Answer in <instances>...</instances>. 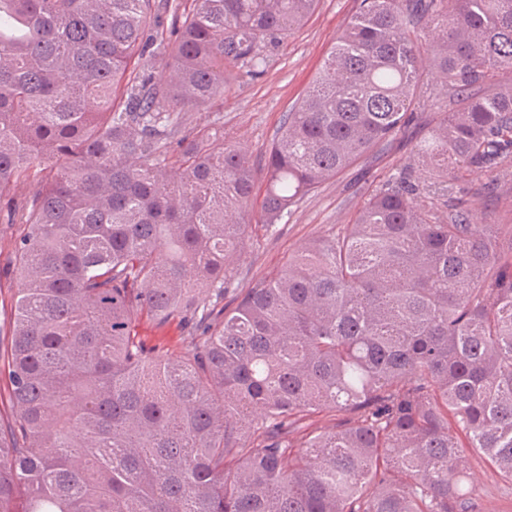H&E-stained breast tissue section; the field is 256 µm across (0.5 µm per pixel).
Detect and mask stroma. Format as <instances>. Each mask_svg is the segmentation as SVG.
<instances>
[{
	"label": "stroma",
	"instance_id": "35a3bbf8",
	"mask_svg": "<svg viewBox=\"0 0 512 512\" xmlns=\"http://www.w3.org/2000/svg\"><path fill=\"white\" fill-rule=\"evenodd\" d=\"M357 5L358 0H319L300 27L264 47L265 62L259 71L234 69L223 98L186 113L185 129L206 125L223 130L226 142L247 153L255 165H262L285 113L305 95ZM423 91L422 103L415 107L411 122L397 140L373 149L325 181L275 226L261 223L264 189L256 187L250 206L254 236L227 285L229 292L274 276L288 256L353 223L369 195L411 160L428 114L458 104L457 96L435 74L425 77ZM483 183L480 177L460 182L456 193L459 203L474 223L511 224L512 175H501L497 188L491 191L484 190ZM17 232V226L0 223V324L10 322L11 301L19 286V274L8 261ZM467 467L481 512H512V485L503 482L478 457H469Z\"/></svg>",
	"mask_w": 512,
	"mask_h": 512
}]
</instances>
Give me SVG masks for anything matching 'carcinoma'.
Here are the masks:
<instances>
[{"label": "carcinoma", "instance_id": "carcinoma-1", "mask_svg": "<svg viewBox=\"0 0 512 512\" xmlns=\"http://www.w3.org/2000/svg\"><path fill=\"white\" fill-rule=\"evenodd\" d=\"M0 0V198L20 285L0 329V512H479L466 453L512 484V224L466 176L512 155V0H360L256 166L182 113L258 68L319 0ZM454 112L345 232L224 306L252 238L403 132L424 45ZM169 59L153 81L135 59ZM443 201L441 220L423 199ZM178 322L174 355L142 318ZM331 425L298 433L304 416ZM488 179L472 177L460 182L457 187L458 202L468 210L474 224H483L489 219L491 224L512 223V176L511 168L500 176L498 186L493 191H484L482 185ZM479 194L477 195V193Z\"/></svg>", "mask_w": 512, "mask_h": 512}]
</instances>
